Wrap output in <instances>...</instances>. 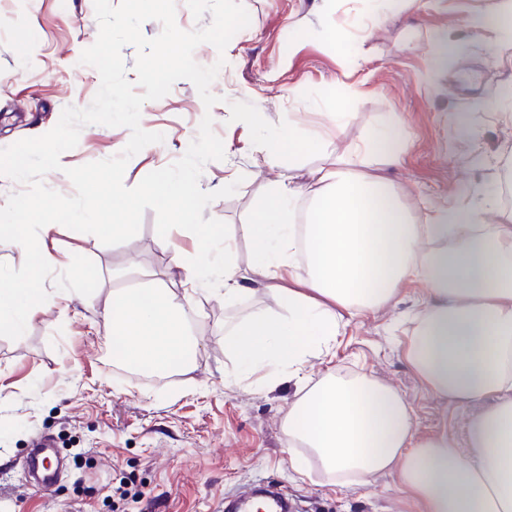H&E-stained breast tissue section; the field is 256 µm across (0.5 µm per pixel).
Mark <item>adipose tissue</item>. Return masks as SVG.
Wrapping results in <instances>:
<instances>
[{"label":"adipose tissue","mask_w":512,"mask_h":512,"mask_svg":"<svg viewBox=\"0 0 512 512\" xmlns=\"http://www.w3.org/2000/svg\"><path fill=\"white\" fill-rule=\"evenodd\" d=\"M401 134L387 128L356 146L364 171L348 159L312 172V192L278 182L242 227L251 275L237 262L235 236L202 248L224 267V298L252 294V278L279 301L224 336L245 371L275 364L298 376L308 357L329 354L345 316L397 302L408 283L425 288L406 358L424 386L471 408L464 439L441 430L419 437L402 394L368 374L300 381L283 429L288 445L308 448L337 477L369 486L397 472L421 512H512V214L476 224L470 210L443 207L418 224L383 171L400 160ZM305 228L287 223L302 196ZM306 256L309 272L295 268ZM188 298L156 286L112 295V358L150 372L188 366ZM492 406H485L486 398Z\"/></svg>","instance_id":"adipose-tissue-1"}]
</instances>
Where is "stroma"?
Returning a JSON list of instances; mask_svg holds the SVG:
<instances>
[{
	"label": "stroma",
	"mask_w": 512,
	"mask_h": 512,
	"mask_svg": "<svg viewBox=\"0 0 512 512\" xmlns=\"http://www.w3.org/2000/svg\"><path fill=\"white\" fill-rule=\"evenodd\" d=\"M250 15L225 52L208 43L194 51L203 66L220 64L205 108L195 85L176 81L141 109V127L163 134L132 157L125 185L181 158L204 116L224 145L199 180L234 195L212 201L204 218L232 230L250 222L275 183L287 175L307 184L311 169L345 155L386 124L402 131V163L392 188L417 223L443 206H469L494 224L506 205L502 187L512 161V0H241ZM34 37L18 42L21 30ZM93 0H0V149L41 136L65 107H88L100 87L80 56L97 39ZM448 38L456 54L436 66L431 49ZM344 111L334 136L331 115ZM316 131L327 144H306L287 164L260 161L284 119ZM125 127L92 124L43 184L70 196L67 168L119 154ZM187 252L197 238L169 233ZM48 262L62 272L73 255L91 259L100 282L88 297L61 291L48 299L16 340L0 337V512H224L239 492L277 487L292 512H417L391 475L371 486L340 484L308 449L289 451L283 419L295 382L266 386L262 373L240 374L224 335L241 318L277 312L264 292L224 299L221 267L197 255L207 288L194 296L189 322L194 349L188 371H141L114 362L104 308L113 291L161 281L178 289L174 250L163 247L156 215L146 210L139 233L107 246L92 234L55 225ZM424 292L407 286L391 308L346 317L329 356L310 357L301 374L315 379L364 372L398 388L419 436L440 428L462 435L469 411L430 393L405 359ZM66 461L56 488L28 483L20 462L42 436Z\"/></svg>",
	"instance_id": "35a3bbf8"
}]
</instances>
